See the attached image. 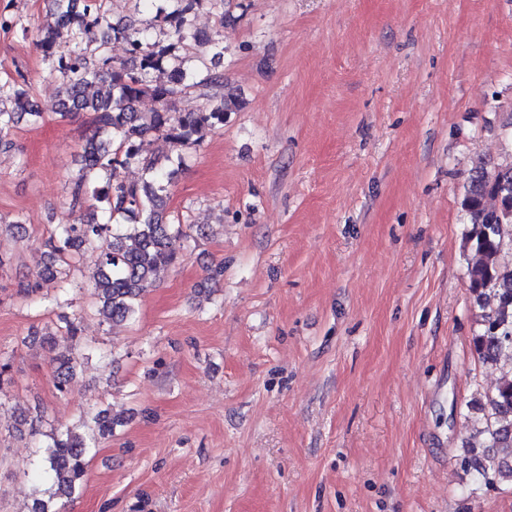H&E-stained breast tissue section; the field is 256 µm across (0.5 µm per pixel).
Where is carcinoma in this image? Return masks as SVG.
Returning <instances> with one entry per match:
<instances>
[{
  "label": "carcinoma",
  "instance_id": "obj_1",
  "mask_svg": "<svg viewBox=\"0 0 512 512\" xmlns=\"http://www.w3.org/2000/svg\"><path fill=\"white\" fill-rule=\"evenodd\" d=\"M155 8L147 20L128 18L113 24L104 0H48L54 21L38 28L37 47L62 84V119L80 112L91 114L92 129L79 154V167L67 187L69 220L59 224L45 241L47 260L34 279L16 284V295L37 301L41 284L50 282L60 292L70 285L76 264L87 252L97 255L89 276L99 300L98 313L109 324L132 319L146 288L170 267L188 242L180 224L162 222L169 190L182 169L185 155L199 147L224 116L236 107L224 99L223 74L208 65L203 54L182 52L191 40L200 47L211 41L195 27L197 11L210 6L224 16L225 0H143ZM0 27L22 36L30 31L24 16L0 17ZM101 29V37L87 39ZM126 44V57L112 56V41ZM165 70L168 80L158 83L153 72ZM193 91L211 102V108L189 109L183 100ZM150 97L157 108L141 112L137 103ZM26 116L42 118L24 75L0 81V149L13 147V136ZM169 145L165 154L155 142ZM135 165L142 178L127 182L122 170ZM461 210L471 228L465 244L478 260L467 267L468 287L481 313L473 344L480 359L498 362L512 353V262L502 256L512 251V163L480 168L464 185ZM62 346L54 385L64 391L75 375L79 353L78 322L63 318L56 329L34 331ZM480 434L489 455L478 462L479 479L488 484L512 485V375H506L486 397ZM84 433L54 431L37 452L40 477L50 482L41 491L32 512H60L54 501L72 498L80 488L88 457L102 438L112 436L116 422L106 410L93 417Z\"/></svg>",
  "mask_w": 512,
  "mask_h": 512
}]
</instances>
